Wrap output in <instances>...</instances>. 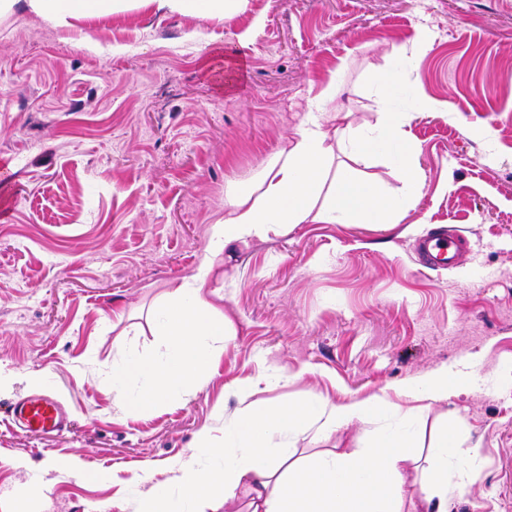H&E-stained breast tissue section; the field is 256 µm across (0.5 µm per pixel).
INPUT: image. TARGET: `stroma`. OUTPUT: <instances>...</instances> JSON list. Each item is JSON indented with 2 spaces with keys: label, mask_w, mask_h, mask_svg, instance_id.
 <instances>
[{
  "label": "stroma",
  "mask_w": 512,
  "mask_h": 512,
  "mask_svg": "<svg viewBox=\"0 0 512 512\" xmlns=\"http://www.w3.org/2000/svg\"><path fill=\"white\" fill-rule=\"evenodd\" d=\"M421 24L433 45L380 98L386 48ZM332 81L338 127L404 121L422 197L393 226L301 224L225 252L236 336L195 386L117 411L98 368L158 355L156 308L202 263L226 184L248 185ZM1 160L16 198L0 223V412L43 393L70 425L0 421V512L18 499L29 512H138L153 483L172 512H245L243 486L229 503L185 501L171 461L203 433L223 437L246 377L268 405L388 395L398 412L327 441L307 431L293 454L409 430L417 491L434 429L454 425L449 512H512V0H248L227 20L123 0L65 25L19 8L0 16ZM439 228L469 250L430 269L415 246ZM451 365L475 371L467 392L427 410L399 395Z\"/></svg>",
  "instance_id": "1"
}]
</instances>
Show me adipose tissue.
Returning <instances> with one entry per match:
<instances>
[{
	"label": "adipose tissue",
	"instance_id": "obj_1",
	"mask_svg": "<svg viewBox=\"0 0 512 512\" xmlns=\"http://www.w3.org/2000/svg\"><path fill=\"white\" fill-rule=\"evenodd\" d=\"M203 19L236 13L243 0H138ZM57 22L68 18H97L113 12L115 0H0V14L16 4ZM328 87L311 101L312 113L295 136L286 141L259 178L249 187L224 193V217L212 224L205 258L196 275L168 291L158 308L163 327V349L157 357L128 360L104 369L102 384L115 390L126 411L147 410L167 400L177 389L189 388L209 370L215 342L235 335L236 328L218 306V291L208 290L214 269L226 249L248 240L284 235L300 224H336L354 217L367 223H395L423 195L424 182L413 147L394 114H386L379 130L365 137L343 128L341 137L351 155L370 156L389 141L404 143L394 170L400 192L381 190L347 165H336L327 141L330 133L321 120L335 98ZM130 379L142 380L137 400H126L120 389ZM471 374L445 367L420 381L400 386L399 393L418 402L436 403L471 383ZM251 379L237 385L239 406L225 417V432L234 433L242 456L227 452L210 437L201 446L177 458L172 469L190 500L221 496L233 500L240 485L251 492L249 512H406L411 491L403 466L409 461L412 440L398 433L373 448L351 452L327 451L314 460L273 457L268 453L273 434L303 432L307 424L332 435L356 420H365L393 407L387 397L375 395L345 404L306 403L270 407L253 402ZM453 426L441 429L431 447V486L424 489L426 512H448V459L457 446ZM223 462L218 472L196 467L199 452Z\"/></svg>",
	"mask_w": 512,
	"mask_h": 512
}]
</instances>
